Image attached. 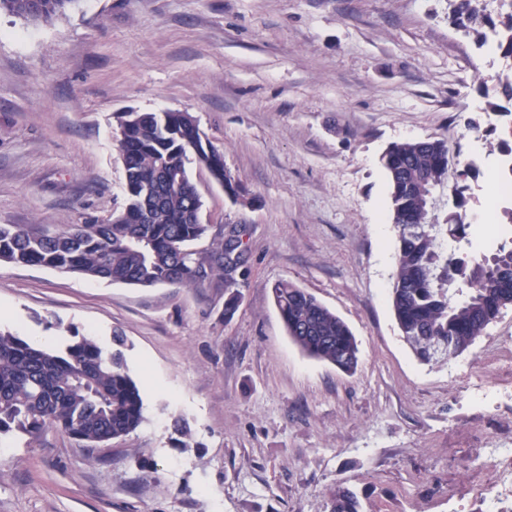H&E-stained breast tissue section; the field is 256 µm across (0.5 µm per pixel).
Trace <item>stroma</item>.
I'll return each mask as SVG.
<instances>
[{"label":"stroma","instance_id":"35a3bbf8","mask_svg":"<svg viewBox=\"0 0 512 512\" xmlns=\"http://www.w3.org/2000/svg\"><path fill=\"white\" fill-rule=\"evenodd\" d=\"M512 68L448 19V0H80L52 23L0 14V224L103 222L123 206L115 113H191L247 190L190 165L212 231L247 249L239 308L224 282L140 287L0 263V330L59 347L72 332L124 356L145 420L87 449L49 427L0 435V512H480V449L512 448V307L460 356L418 361L390 298L396 247L382 157L478 137ZM288 281L350 327L355 373L289 337ZM191 431L181 447L175 421ZM456 499H449V489ZM331 512H364L358 494L348 488H338L331 496Z\"/></svg>","mask_w":512,"mask_h":512}]
</instances>
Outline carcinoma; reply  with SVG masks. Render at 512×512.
Wrapping results in <instances>:
<instances>
[{"instance_id":"carcinoma-1","label":"carcinoma","mask_w":512,"mask_h":512,"mask_svg":"<svg viewBox=\"0 0 512 512\" xmlns=\"http://www.w3.org/2000/svg\"><path fill=\"white\" fill-rule=\"evenodd\" d=\"M76 2L0 0V13L48 24ZM450 21L479 45L495 42L512 58V13L497 22L476 0H457ZM488 108L509 118L502 128L492 124L490 129L501 130V172L512 176V110L495 103ZM115 119L126 173L122 210L105 222L65 225L54 232L0 224V262L141 287L204 288L220 273L224 318H232L248 272L246 251L239 253L234 274L226 275L223 234L208 247H197L210 225L198 217L203 203L188 173L195 163L224 183L223 154L211 144L203 146L189 112H118ZM454 164L460 162L449 156L441 138L394 143L383 156L398 239L392 308L403 338L425 363L462 354L502 309L512 306V246L500 244L480 257L448 247L450 237L471 244L465 192L468 180L479 176V165L457 169L455 210L441 223L433 214V190L447 185ZM272 295L288 335L304 353L348 372L357 368L358 345L341 318L288 281L274 284ZM112 343L106 351L90 336H74L57 352L0 331V434L55 427L94 448L136 430L145 421L143 399L127 370L125 338L116 334ZM330 512H364V506L356 492L339 488Z\"/></svg>"}]
</instances>
